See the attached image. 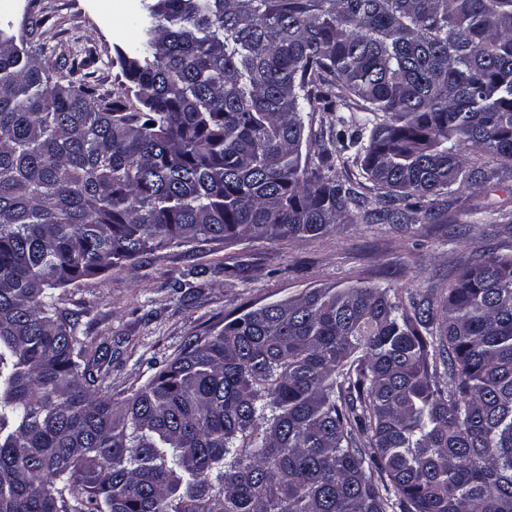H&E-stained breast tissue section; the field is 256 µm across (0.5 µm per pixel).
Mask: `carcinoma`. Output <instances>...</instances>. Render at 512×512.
I'll use <instances>...</instances> for the list:
<instances>
[{"instance_id":"carcinoma-1","label":"carcinoma","mask_w":512,"mask_h":512,"mask_svg":"<svg viewBox=\"0 0 512 512\" xmlns=\"http://www.w3.org/2000/svg\"><path fill=\"white\" fill-rule=\"evenodd\" d=\"M141 2L106 96L0 28V512H512V253L434 302L253 307L122 397L64 308L146 252L409 224L499 178L512 0ZM351 101L338 152L306 134ZM336 175L351 181L360 192L367 196L373 207L378 205V192L373 189L372 184L365 178L359 164L357 165L352 162V159H349L345 167L341 165L336 168Z\"/></svg>"}]
</instances>
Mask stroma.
<instances>
[{
	"label": "stroma",
	"mask_w": 512,
	"mask_h": 512,
	"mask_svg": "<svg viewBox=\"0 0 512 512\" xmlns=\"http://www.w3.org/2000/svg\"><path fill=\"white\" fill-rule=\"evenodd\" d=\"M130 8L104 0H0V26L31 29L39 59L75 66L82 83L107 94L123 79L118 52L140 41ZM512 169L498 181L445 195L437 217L401 227L340 224L298 241H243L173 247L113 269L68 291L80 334L111 362L98 386L126 394L146 383L190 336L223 327L248 308L308 288L361 282L416 288L436 299L476 250L512 252Z\"/></svg>",
	"instance_id": "stroma-1"
}]
</instances>
